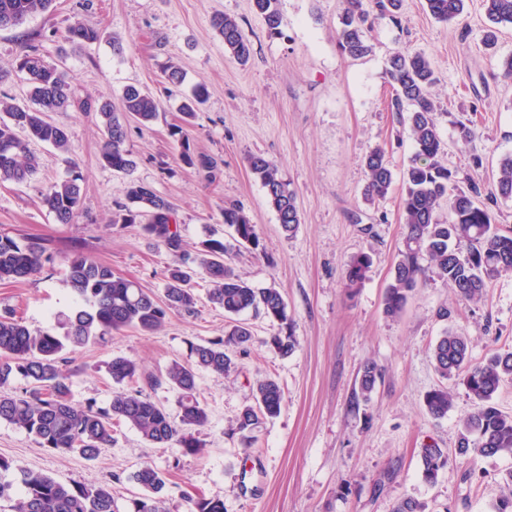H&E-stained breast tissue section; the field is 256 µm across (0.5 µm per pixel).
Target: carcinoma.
I'll return each instance as SVG.
<instances>
[{"label": "carcinoma", "instance_id": "cac0c4a2", "mask_svg": "<svg viewBox=\"0 0 512 512\" xmlns=\"http://www.w3.org/2000/svg\"><path fill=\"white\" fill-rule=\"evenodd\" d=\"M464 2L426 0V7L435 19L451 23L461 17ZM483 2L491 23L512 25V0ZM52 3L53 0H0V29L15 27L34 14L46 12ZM253 5L264 18L269 34L280 33L279 0H253ZM400 5L401 0H347L340 18L342 52L354 60L368 55L373 49L369 17L376 10L392 15ZM212 24L224 41L225 52L239 63H246L252 47L237 21L218 14ZM67 38L71 42L93 43L99 40V31L76 20L68 26ZM15 73L25 75L32 104L0 102L8 116V120L0 122V183H21L34 176L37 162L28 150V142L52 145L65 155L69 174L51 186L43 195V203L59 223L69 224L81 203L83 177L78 165L68 157L67 128L50 117V113L65 112L71 106L73 89L68 73L46 63L33 47L17 56L12 69H0V85ZM386 76L395 91L393 106L402 113L401 123L409 128L414 154L402 173L404 232L392 282L384 294V312L389 317L399 316L411 294L434 276L454 288L462 300L476 302L489 281L512 273V230L495 224L488 207L476 200L478 189H460L455 174L440 161L443 143L436 124L437 104L432 95L436 78L431 62L420 53L399 49L388 59ZM206 97V87L199 85L183 100L180 111L184 123L195 119ZM92 108L101 118L104 133L100 161L114 171L130 174L136 162L126 147L127 122L132 120L141 127L152 125L160 115V101L142 88L129 85L121 95L119 107L102 100L95 106L86 104V109ZM18 129L26 133L27 139L17 136ZM176 159L186 167L209 173L216 168L215 160L192 149L185 136L180 138ZM247 163L265 190L283 232L293 233L301 223L295 190L264 155L251 154ZM364 165L368 174L365 196L370 200L385 198L394 183V173L384 149L370 151ZM123 192L126 202L117 206L112 225L142 223L143 230L174 257L163 297L115 275L112 267L80 251L67 255L65 284L81 305L58 319L62 334L32 330L12 311L0 315V421L23 428L43 448L59 454L77 453L87 460L96 459L101 449L113 442V426L119 422L136 429L150 445L175 446L185 455L201 457L205 446L196 430L208 422L209 415L198 398V371L222 376L235 367L230 350L248 352L252 332L239 319L242 314L261 315L277 327L269 344L282 357L296 350L294 323L279 290L256 288L224 263V256L234 247L264 252L256 225L241 207L224 208V224L232 228L233 242L206 239L192 255L168 200L151 186L133 179L125 183ZM496 194L512 199L511 156L499 167ZM445 199L448 218L443 219L439 210ZM426 258L432 266L423 264ZM49 259L50 249L42 241L21 244L9 236H0V282L23 283L40 274ZM372 264L367 253L351 257L345 265V287L351 291L361 287ZM199 271L213 285L209 301L231 318L224 336L206 344L190 345L193 361H174L160 376L143 378L137 362L115 357L108 363V374L119 389L113 391L109 407L100 408L92 401L83 407L72 404L70 380L62 369L65 354L103 342L126 328L150 336L164 326L173 312L196 314L198 299L191 282ZM433 357L438 374L444 379H461L475 402L474 411L460 424L456 453L512 455V415L493 403L501 384L512 380V350L496 351L472 365L468 338L447 330L437 340ZM17 377L32 387L21 395L5 392ZM142 378L151 387L164 382L176 392V414L144 394L139 386ZM380 378L378 367L365 363L357 399L369 402ZM283 401L282 390L274 379L258 382L254 403L245 406L238 416L237 431L250 433L276 417ZM425 406L433 418H444L453 406V396L446 388L435 389L426 395ZM420 462L423 479L434 483L448 465V452L435 443L427 444L421 448ZM130 480L142 489V494L122 511L109 483H63L0 456V501L13 502L12 512H167L168 478L164 472L146 464L134 471ZM503 484L505 492L492 505V512H512V470L504 474ZM191 512H224V501L200 497L192 501Z\"/></svg>", "mask_w": 512, "mask_h": 512}]
</instances>
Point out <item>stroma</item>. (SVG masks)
Here are the masks:
<instances>
[{
  "mask_svg": "<svg viewBox=\"0 0 512 512\" xmlns=\"http://www.w3.org/2000/svg\"><path fill=\"white\" fill-rule=\"evenodd\" d=\"M346 0H280L282 33L269 35L252 0H55L51 10L0 30V66L10 67L25 47L63 66L74 105L55 113L70 133L71 156L83 175L80 209L59 223L42 203L67 165L53 146L32 141L36 175L0 185V235L17 241L48 240L54 261L22 284L0 283V313L16 310L29 327L54 328V316L78 306L64 283L65 255L80 250L111 266L116 275L164 293L174 258L140 226L113 225L112 209L128 179L151 185L176 209L188 249L208 235L226 237L225 205L244 208L266 248L265 255L230 251L225 261L258 288H277L295 323L298 347L287 358L268 341L274 333L262 317L248 316L253 341L234 371L200 372L199 398L209 412L199 437L204 457L174 447L145 444L126 424L96 460L59 455L40 447L25 430L0 421V456L64 482H111L119 503L140 496L130 474L149 464L166 473L168 512H189L193 499L223 500L225 512H393L405 498L424 512H491L502 494L512 456H461L455 448L459 422L474 404L463 385L441 378L433 347L444 330L467 336L473 362L512 348V274L492 281L483 298L461 301L453 288L431 280L411 296L397 318L386 317L383 297L401 245V182L371 203L365 156L385 149L394 174L413 155L406 126L391 110L394 91L385 76L389 56L407 48L432 63L437 83V124L445 145L442 163L458 185L494 189L499 164L512 156V78L502 75L512 56V26L499 27L486 47L489 21L482 0H466L455 23L435 20L425 0H403L397 17L375 20L372 52L347 58L339 44ZM233 17L252 46L247 64L224 51L211 18ZM98 28V43L78 46L66 38L74 20ZM122 53L112 49L113 38ZM177 66L184 81L169 95L165 71ZM137 84L161 102L160 117L147 128L129 125L127 146L137 165L131 175L101 164L102 124L84 102L119 103L125 86ZM205 85L207 99L186 134L191 146L217 162L214 173L175 159L181 95ZM473 135H458L459 123ZM274 162L297 194L301 222L294 235L281 231L265 192L247 165L249 154ZM373 259L368 278L353 294L343 282L345 261L358 253ZM205 276L194 283L199 312L170 314L158 333L129 328L106 342L71 353L67 365L73 400L109 406L113 385L105 372L112 358L135 360L148 372L190 359L189 347L223 335L222 308L208 300ZM450 310L451 319L439 313ZM383 371L370 402L357 403L366 362ZM278 382L284 403L252 444L237 431V418L253 402L257 381ZM448 387L453 406L441 419L425 408L428 392ZM434 442L447 450V467L436 484L421 476L420 451Z\"/></svg>",
  "mask_w": 512,
  "mask_h": 512,
  "instance_id": "35a3bbf8",
  "label": "stroma"
}]
</instances>
